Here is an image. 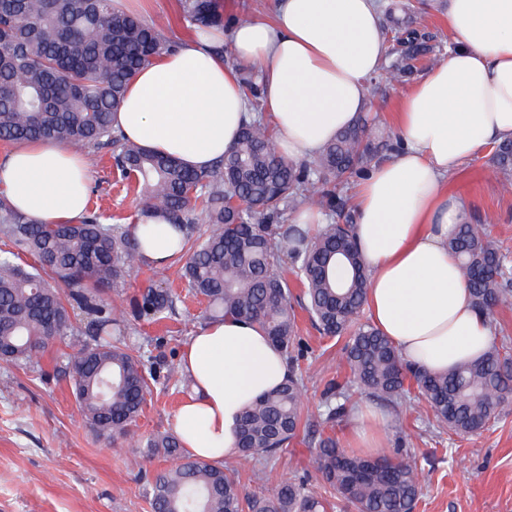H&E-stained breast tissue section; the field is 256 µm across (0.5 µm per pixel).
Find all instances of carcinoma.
I'll return each mask as SVG.
<instances>
[{"label": "carcinoma", "mask_w": 512, "mask_h": 512, "mask_svg": "<svg viewBox=\"0 0 512 512\" xmlns=\"http://www.w3.org/2000/svg\"><path fill=\"white\" fill-rule=\"evenodd\" d=\"M113 0H14L0 10V140H53L81 154L112 147L123 179L145 200L141 215L161 214L182 234L187 292L204 300L209 318L258 324L282 351L290 378L246 406L239 426L241 456L255 460L251 481H271L268 464L300 436L305 346L298 336L294 296L285 272L303 286L305 310L322 334L345 339L343 356L352 382L388 410L424 401L440 428L458 435L483 431L512 403V342L443 374L407 362L363 310L369 272L354 236L355 210L336 196L339 185L361 175L392 138L377 136L365 119L340 131L319 153L301 162L275 149L273 128L254 115L236 145L208 172L150 154L113 125L112 115L137 70L174 50L165 24L146 23L112 6ZM193 32L224 26V0H179ZM404 51L391 64L396 78L413 71L421 35L402 29ZM240 85L250 110L261 105L249 69ZM493 161L512 186V140L496 146ZM310 195L338 219L313 233L289 223ZM207 225L201 230L199 225ZM0 356L30 363L52 341L75 335L70 310L88 318V341L66 354L77 408L85 422L112 438L136 424L152 375L128 351L122 307H109L106 287L125 283L144 261L128 227L104 225L94 216L75 224H39L0 195ZM448 251L459 261L475 310L490 317L512 305V269L500 247L474 224L457 225ZM33 263H18L20 255ZM176 293L150 286L133 299V318L171 313ZM318 469L322 490L301 479L279 480L268 494H247L223 464L187 456L178 437L146 440V453L175 461L151 484L154 512H331L344 503L355 512H414L421 476L409 457H372L347 451L324 434L347 414V385L323 391Z\"/></svg>", "instance_id": "cac0c4a2"}]
</instances>
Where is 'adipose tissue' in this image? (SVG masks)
Listing matches in <instances>:
<instances>
[{
    "instance_id": "ef3b65f1",
    "label": "adipose tissue",
    "mask_w": 512,
    "mask_h": 512,
    "mask_svg": "<svg viewBox=\"0 0 512 512\" xmlns=\"http://www.w3.org/2000/svg\"><path fill=\"white\" fill-rule=\"evenodd\" d=\"M446 15L458 46L404 95L401 148L360 181L355 224L371 268V321L406 360L435 372L478 360L492 336L448 253V237L465 218L448 176L491 143L512 139V0H446ZM227 40L232 64L214 51ZM384 61L378 0H276L271 16L190 34L175 52L140 68L115 123L143 148L210 171L248 112L239 70L252 68L264 116L280 150L295 160L356 120L366 84ZM89 179L85 160L56 143L21 142L0 160V189L41 224L78 220ZM134 234L147 263L172 261L179 232L166 217L144 218ZM182 366L192 393L174 428L191 454L214 463L236 454L243 405L288 377L284 356L263 330L233 318L201 324ZM386 419L376 408H358L349 447L381 449Z\"/></svg>"
}]
</instances>
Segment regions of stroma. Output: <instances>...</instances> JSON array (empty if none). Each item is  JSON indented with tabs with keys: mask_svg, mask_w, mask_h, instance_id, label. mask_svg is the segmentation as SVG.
Returning <instances> with one entry per match:
<instances>
[{
	"mask_svg": "<svg viewBox=\"0 0 512 512\" xmlns=\"http://www.w3.org/2000/svg\"><path fill=\"white\" fill-rule=\"evenodd\" d=\"M402 2L384 0L383 9L418 29L430 52L399 82L389 83L382 74L368 81L366 113L386 134L396 129L402 97L455 46L444 0H426L425 12L413 16L404 13ZM492 156L488 148L465 162L449 175L448 190L462 197L467 223L485 225L488 236L512 259V190L504 189ZM85 159L90 170L88 212L102 224L139 223L141 197L123 187L111 149L92 151ZM150 285L172 288L178 300L166 318L131 324L128 349L157 382L128 435L102 437L80 418L65 372V355L76 348V337L54 341L34 365L0 360V512H153L150 481L169 463L143 458L142 444L171 431L173 416L190 391L181 355L205 321V304L185 291L177 263L160 269L135 266L121 304ZM298 329L307 347L303 418L314 425L323 411L325 381L345 379L348 370L342 341L321 335L303 312ZM400 421V428L385 426V451L391 456L403 452L422 470L423 491L415 512H512V406L471 436L438 430L424 403L413 400L401 407ZM274 475L300 477L319 488L314 445L300 440L288 447Z\"/></svg>",
	"mask_w": 512,
	"mask_h": 512,
	"instance_id": "obj_1",
	"label": "stroma"
}]
</instances>
